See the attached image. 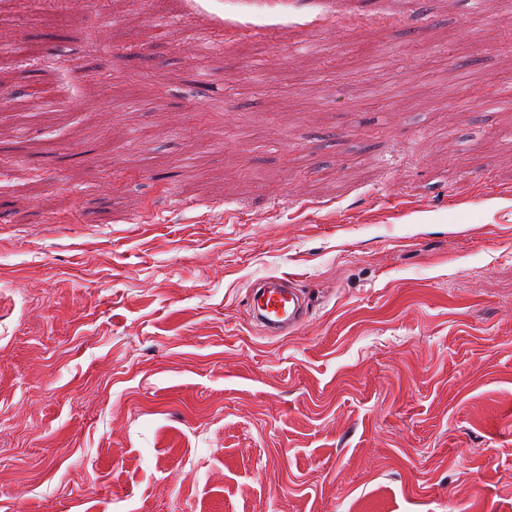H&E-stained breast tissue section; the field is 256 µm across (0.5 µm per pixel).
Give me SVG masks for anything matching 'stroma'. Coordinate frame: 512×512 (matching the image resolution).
I'll return each mask as SVG.
<instances>
[{
	"mask_svg": "<svg viewBox=\"0 0 512 512\" xmlns=\"http://www.w3.org/2000/svg\"><path fill=\"white\" fill-rule=\"evenodd\" d=\"M511 33L464 0L0 5L39 48L0 61V512H512ZM268 276L300 330L256 327Z\"/></svg>",
	"mask_w": 512,
	"mask_h": 512,
	"instance_id": "obj_1",
	"label": "stroma"
}]
</instances>
